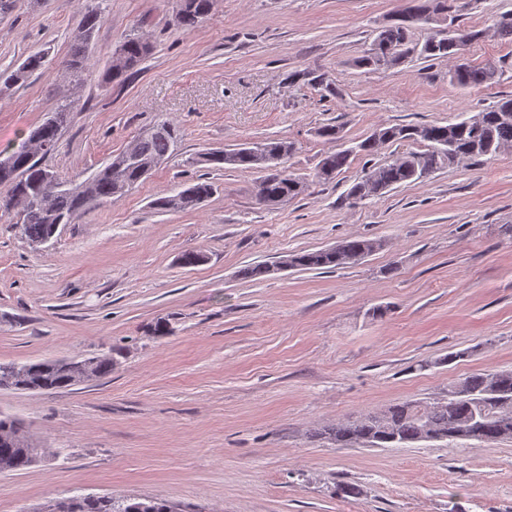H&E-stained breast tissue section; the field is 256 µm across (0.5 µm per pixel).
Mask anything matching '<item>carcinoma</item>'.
I'll list each match as a JSON object with an SVG mask.
<instances>
[{"mask_svg": "<svg viewBox=\"0 0 512 512\" xmlns=\"http://www.w3.org/2000/svg\"><path fill=\"white\" fill-rule=\"evenodd\" d=\"M186 0H175L176 20L184 28H195L208 16L209 0H192L195 7H184ZM459 0H406L405 7L374 31L370 48L355 65L372 71H388L416 58L425 62H450L448 76L461 88L491 84L498 73L497 63L488 60L473 64L464 56L465 47L487 35L485 30L455 24L460 11ZM433 19L448 21L453 32L434 31L422 42L413 40L421 23ZM101 14L94 9L84 13L80 32L65 61L71 80L80 83L89 72L91 55L87 38L95 35ZM492 33L512 39V12L496 16ZM125 62L116 67L107 64L104 79L123 84L153 52V45L139 36L122 44ZM47 52L30 54L16 69L0 74V84L8 89L24 83L30 75L44 68ZM512 98L500 100L474 115L448 123L396 124L375 129L355 145L326 154L316 169L323 184L336 180L358 156H371L380 148L394 143H420L424 150L410 152L363 171L350 187L346 199L361 202L381 195L403 184L425 178L435 171L463 161L495 156L512 148V116L505 112ZM69 104L54 109L34 129L40 139L54 146L69 120ZM161 131L135 140L133 152L138 162L124 165L123 154L114 156L90 179L80 184L56 180L58 189L42 194L45 176L50 169L37 156L16 149L4 153L12 169L0 170V188L18 200L16 216L22 235L28 241H43L53 233L56 224H70L81 214L114 196L123 194L122 185L140 182L139 165H151L167 157L179 139L178 128L160 124ZM196 163L213 169L240 171L267 169L261 179L269 205L275 206L298 197L303 182L293 175L282 176L270 166L258 163L246 148L205 152ZM213 194V185L203 179L172 195L154 201L158 210H191ZM381 246L380 241L351 237L334 248L303 251L288 257V265L303 270H334L356 264ZM272 273L268 263H250L239 271L248 280H261ZM110 356H94L82 360L45 359L23 364L18 370L0 365V389L52 392L104 377L112 372ZM461 394L446 401L422 404L416 401L394 405L380 412H367L319 432L341 448L365 444L387 448L427 440H476L496 442L512 438V372L473 373L458 382ZM44 448L32 435L23 433V425L10 416L0 414V470H24L40 461ZM173 505L154 497L109 496L106 502H85L81 512H172Z\"/></svg>", "mask_w": 512, "mask_h": 512, "instance_id": "carcinoma-1", "label": "carcinoma"}]
</instances>
